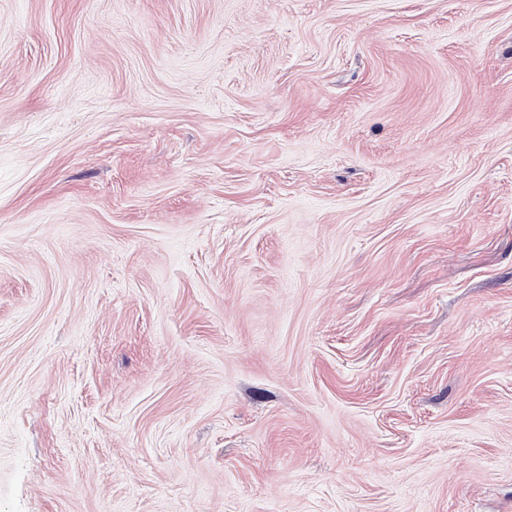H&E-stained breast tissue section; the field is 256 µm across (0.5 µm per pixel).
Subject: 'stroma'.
<instances>
[{"instance_id":"stroma-1","label":"stroma","mask_w":512,"mask_h":512,"mask_svg":"<svg viewBox=\"0 0 512 512\" xmlns=\"http://www.w3.org/2000/svg\"><path fill=\"white\" fill-rule=\"evenodd\" d=\"M0 512H512V0H0Z\"/></svg>"}]
</instances>
